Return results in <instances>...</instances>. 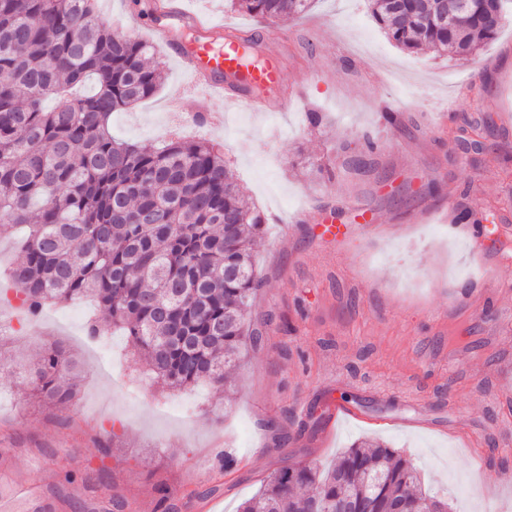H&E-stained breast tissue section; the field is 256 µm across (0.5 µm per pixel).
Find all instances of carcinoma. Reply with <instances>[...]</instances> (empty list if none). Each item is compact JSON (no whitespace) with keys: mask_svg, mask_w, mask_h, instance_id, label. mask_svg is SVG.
I'll return each mask as SVG.
<instances>
[{"mask_svg":"<svg viewBox=\"0 0 512 512\" xmlns=\"http://www.w3.org/2000/svg\"><path fill=\"white\" fill-rule=\"evenodd\" d=\"M97 0H0V235L28 233L10 270L19 307L90 298L127 336L152 381L169 390L231 387L242 351L262 344L247 318L259 286L253 241L265 217L248 205L208 141L162 146L112 136V114L151 98L162 78L153 47L112 29ZM274 23L314 0H227ZM387 38L406 51L463 57L512 21L472 3L453 16L443 0H366ZM64 99L44 108L47 98ZM380 149L366 134L352 163ZM22 379L51 411L75 404L81 372L61 342L47 345ZM439 510L412 462L381 444L354 445L331 468L286 465L237 512H310L316 502L350 512Z\"/></svg>","mask_w":512,"mask_h":512,"instance_id":"obj_1","label":"carcinoma"}]
</instances>
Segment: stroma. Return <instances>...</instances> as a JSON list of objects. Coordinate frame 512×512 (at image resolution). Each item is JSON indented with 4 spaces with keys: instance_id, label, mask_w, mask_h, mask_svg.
I'll return each instance as SVG.
<instances>
[{
    "instance_id": "obj_1",
    "label": "stroma",
    "mask_w": 512,
    "mask_h": 512,
    "mask_svg": "<svg viewBox=\"0 0 512 512\" xmlns=\"http://www.w3.org/2000/svg\"><path fill=\"white\" fill-rule=\"evenodd\" d=\"M153 2L98 0L114 29L155 45L165 72L156 95L113 115L112 132L149 145L174 134L223 145L235 181L268 217L248 318L273 320L240 361L232 397L208 386L164 392L142 380L127 337L89 341V318L108 321L89 302L11 317L18 239H0L9 357L0 498L33 485L46 512H198L205 501L210 512H235L283 465L325 468L374 438L412 459L448 512H512V402L499 397L512 385V238L486 256L440 220L451 202L492 209L512 231V24L475 55L451 59L393 46L365 0H317L276 24L229 13L224 0H184L214 24L259 31L297 102L266 115L216 102L224 124L211 127L180 117L200 101L163 41L141 30ZM311 110L326 127H308ZM367 132L382 148L358 170L341 145ZM467 140L485 152L465 151ZM310 158L322 172H307ZM364 212L372 227L340 245L321 238L318 224H352ZM51 341L84 364L78 400L56 415L20 377ZM331 395L351 414L328 419Z\"/></svg>"
}]
</instances>
